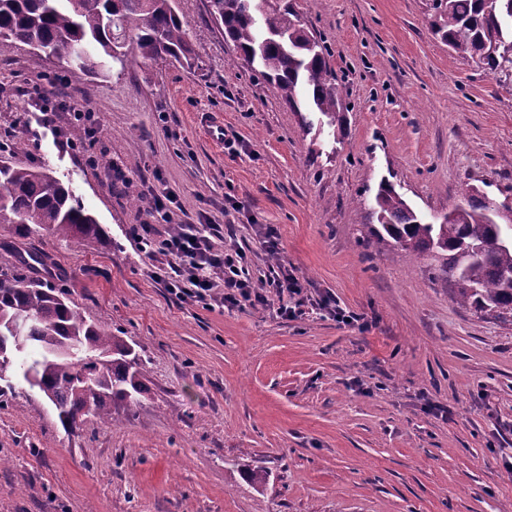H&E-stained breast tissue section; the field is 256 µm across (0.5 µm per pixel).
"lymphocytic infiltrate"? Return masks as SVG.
<instances>
[{
	"label": "lymphocytic infiltrate",
	"mask_w": 512,
	"mask_h": 512,
	"mask_svg": "<svg viewBox=\"0 0 512 512\" xmlns=\"http://www.w3.org/2000/svg\"><path fill=\"white\" fill-rule=\"evenodd\" d=\"M180 207L175 193H154L148 201V214L168 221L167 232L158 233L152 223L138 224L133 229L141 249L160 259L148 271L151 279L184 302L264 305L274 295L279 299L280 313H293L292 302L303 298L304 286L286 265L270 268L263 286H256L247 255L220 245L217 225L170 223V216Z\"/></svg>",
	"instance_id": "obj_1"
}]
</instances>
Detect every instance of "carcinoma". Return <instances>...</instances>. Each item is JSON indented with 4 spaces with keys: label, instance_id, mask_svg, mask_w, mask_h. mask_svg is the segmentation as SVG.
<instances>
[{
    "label": "carcinoma",
    "instance_id": "carcinoma-1",
    "mask_svg": "<svg viewBox=\"0 0 512 512\" xmlns=\"http://www.w3.org/2000/svg\"><path fill=\"white\" fill-rule=\"evenodd\" d=\"M210 3L251 70L275 85L294 111L319 115L320 127L338 140L347 93L324 42L293 4ZM430 10L432 33L512 93V0H431ZM20 43L92 72L111 64L123 70L137 59L193 60L176 0H0V55ZM496 209L473 188L449 210L452 219L428 222L383 179L373 195L376 224L369 234L380 249L439 255L437 271L454 283L459 305L502 316L512 314V231L495 223ZM0 224L13 225L21 237L42 230L88 247L108 240L95 215L48 169L7 158L0 159ZM50 261L45 252H30L0 268V378L15 368L54 406L69 433L89 417L110 423L112 410L140 406L144 365L124 337L72 307L55 279L31 276ZM17 321L20 341L11 329Z\"/></svg>",
    "mask_w": 512,
    "mask_h": 512
}]
</instances>
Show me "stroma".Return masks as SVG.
Listing matches in <instances>:
<instances>
[{"instance_id":"stroma-1","label":"stroma","mask_w":512,"mask_h":512,"mask_svg":"<svg viewBox=\"0 0 512 512\" xmlns=\"http://www.w3.org/2000/svg\"><path fill=\"white\" fill-rule=\"evenodd\" d=\"M296 4L351 103L336 141L254 76L209 0H178L189 66L97 74L25 45L0 56V143L22 142L13 163L49 169L108 232L88 248L0 224L17 247L0 267L49 253L70 304L133 346L146 387L132 412L72 434L24 384L0 397V512H512V320L456 303L434 259L367 242L384 178L426 217L472 186L512 206V94L432 35L429 0ZM78 109L95 118L80 152L62 143ZM211 113L232 148L201 130ZM165 188L178 222L221 224L256 280L278 254L308 302L284 317L275 299L168 294L131 235Z\"/></svg>"}]
</instances>
